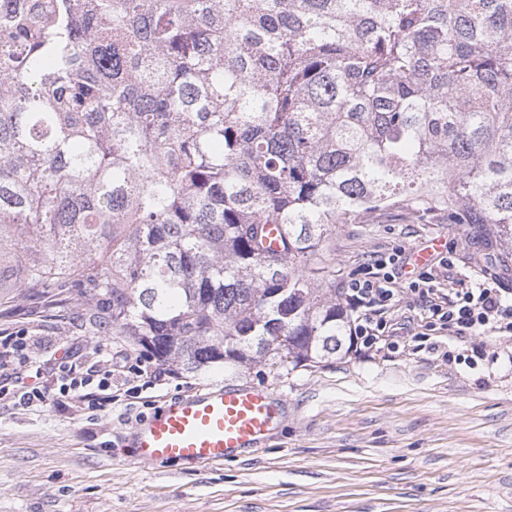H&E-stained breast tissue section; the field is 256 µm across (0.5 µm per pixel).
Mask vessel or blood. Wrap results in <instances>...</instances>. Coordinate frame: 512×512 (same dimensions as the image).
<instances>
[{"label":"vessel or blood","mask_w":512,"mask_h":512,"mask_svg":"<svg viewBox=\"0 0 512 512\" xmlns=\"http://www.w3.org/2000/svg\"><path fill=\"white\" fill-rule=\"evenodd\" d=\"M287 414L284 400L252 385L209 387L168 401L130 432L137 463L213 465L263 447Z\"/></svg>","instance_id":"b4317fda"}]
</instances>
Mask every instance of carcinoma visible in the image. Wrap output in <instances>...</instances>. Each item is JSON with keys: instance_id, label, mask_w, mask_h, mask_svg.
<instances>
[{"instance_id": "cac0c4a2", "label": "carcinoma", "mask_w": 512, "mask_h": 512, "mask_svg": "<svg viewBox=\"0 0 512 512\" xmlns=\"http://www.w3.org/2000/svg\"><path fill=\"white\" fill-rule=\"evenodd\" d=\"M390 211L512 251V0H0V289L186 372L315 367L311 259Z\"/></svg>"}]
</instances>
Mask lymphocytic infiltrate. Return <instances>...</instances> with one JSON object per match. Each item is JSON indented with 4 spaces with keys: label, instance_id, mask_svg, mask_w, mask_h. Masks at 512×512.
Here are the masks:
<instances>
[{
    "label": "lymphocytic infiltrate",
    "instance_id": "lymphocytic-infiltrate-1",
    "mask_svg": "<svg viewBox=\"0 0 512 512\" xmlns=\"http://www.w3.org/2000/svg\"><path fill=\"white\" fill-rule=\"evenodd\" d=\"M404 262L393 253L368 266L363 278L347 282L343 295L347 306L357 318L351 330L357 344L371 349L384 336L383 315L392 309L402 289L424 302L433 320L459 336L497 332L512 335V296L501 289L486 285L452 288L444 300H437L435 277L423 270L410 282H403ZM98 367L78 373L72 364L62 361L49 371L58 385V401L81 402L95 400L111 403L115 383L112 379V348L97 347Z\"/></svg>",
    "mask_w": 512,
    "mask_h": 512
}]
</instances>
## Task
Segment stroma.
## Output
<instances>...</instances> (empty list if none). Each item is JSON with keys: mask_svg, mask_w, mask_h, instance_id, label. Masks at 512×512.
I'll list each match as a JSON object with an SVG mask.
<instances>
[{"mask_svg": "<svg viewBox=\"0 0 512 512\" xmlns=\"http://www.w3.org/2000/svg\"><path fill=\"white\" fill-rule=\"evenodd\" d=\"M470 224H419L384 214L340 224L315 261L337 288L379 257L425 248L451 255L443 287L467 277L512 289V258L487 263ZM95 304L71 290L56 309L0 292V332L25 331V353L83 372L99 343L112 361L142 351L90 324ZM427 313L404 294L387 321L391 342L293 370L261 363L173 371L155 385L129 375V390L98 408L58 405L51 374L23 376L44 402L0 396V512H512V338L429 332ZM250 384L288 403V418L253 454L210 466L134 463L124 445L140 419L166 401L212 385Z\"/></svg>", "mask_w": 512, "mask_h": 512, "instance_id": "35a3bbf8", "label": "stroma"}]
</instances>
